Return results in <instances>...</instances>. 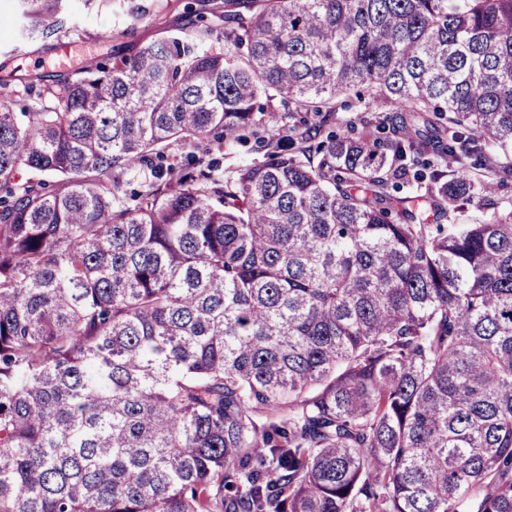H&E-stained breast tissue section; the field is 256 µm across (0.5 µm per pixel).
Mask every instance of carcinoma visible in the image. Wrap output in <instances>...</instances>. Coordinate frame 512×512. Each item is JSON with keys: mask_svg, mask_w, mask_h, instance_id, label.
Returning a JSON list of instances; mask_svg holds the SVG:
<instances>
[{"mask_svg": "<svg viewBox=\"0 0 512 512\" xmlns=\"http://www.w3.org/2000/svg\"><path fill=\"white\" fill-rule=\"evenodd\" d=\"M185 10L0 103V512H512V0ZM353 95L341 96L337 98L336 112L332 117L330 125L337 131H344L347 128L355 126L358 133H367L371 129L366 128L361 122L360 117L365 114H361L356 111V106L351 105ZM265 150L262 144L252 140L248 145L242 146L234 143L231 145L215 144L211 146L210 153L205 157L206 161L218 162L220 172L228 168L243 166L252 162L263 160Z\"/></svg>", "mask_w": 512, "mask_h": 512, "instance_id": "cac0c4a2", "label": "carcinoma"}]
</instances>
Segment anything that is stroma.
<instances>
[{
    "mask_svg": "<svg viewBox=\"0 0 512 512\" xmlns=\"http://www.w3.org/2000/svg\"><path fill=\"white\" fill-rule=\"evenodd\" d=\"M142 2L148 13L133 23L120 7L88 12L80 0H74L69 21L83 29L84 34L70 39L69 53L60 59L54 53L56 43L52 40L18 46L16 33L5 25L14 14L15 0H0V101L14 111H22L25 100L15 92L19 77L41 74L52 79L60 74H72L110 55L113 46L137 49L185 25L182 16L185 0Z\"/></svg>",
    "mask_w": 512,
    "mask_h": 512,
    "instance_id": "stroma-1",
    "label": "stroma"
}]
</instances>
